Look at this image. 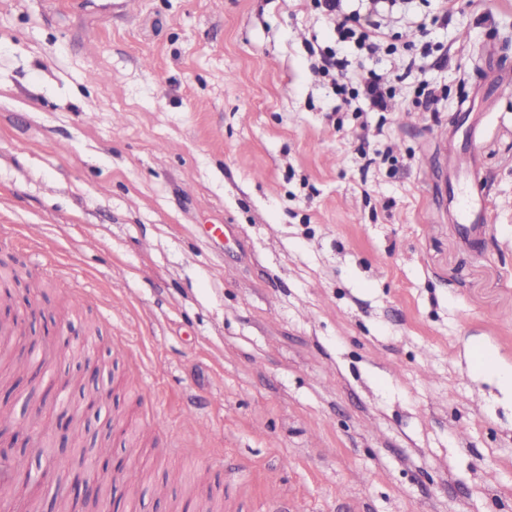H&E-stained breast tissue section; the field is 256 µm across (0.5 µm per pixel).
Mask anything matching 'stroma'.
Returning <instances> with one entry per match:
<instances>
[{
  "label": "stroma",
  "mask_w": 512,
  "mask_h": 512,
  "mask_svg": "<svg viewBox=\"0 0 512 512\" xmlns=\"http://www.w3.org/2000/svg\"><path fill=\"white\" fill-rule=\"evenodd\" d=\"M108 2L0 0V225L45 235L0 260L45 282L11 307L23 344L92 324L117 363L122 512H512V396L483 368L512 371V0L445 24L415 0L427 28L398 46L434 54L348 51L395 94L359 116L310 66L306 41L336 39L311 0ZM471 192L486 223L458 221ZM1 408L53 421L30 386L1 382ZM0 446L32 472L23 512L96 458L44 475Z\"/></svg>",
  "instance_id": "35a3bbf8"
}]
</instances>
